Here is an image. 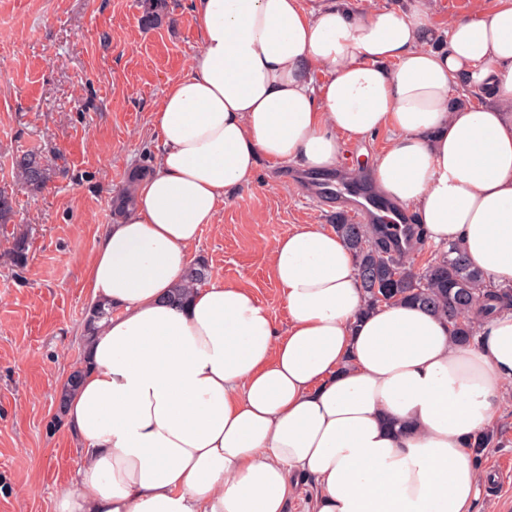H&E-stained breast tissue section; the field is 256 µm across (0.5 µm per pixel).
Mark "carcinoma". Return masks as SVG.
I'll return each instance as SVG.
<instances>
[{
  "label": "carcinoma",
  "mask_w": 512,
  "mask_h": 512,
  "mask_svg": "<svg viewBox=\"0 0 512 512\" xmlns=\"http://www.w3.org/2000/svg\"><path fill=\"white\" fill-rule=\"evenodd\" d=\"M144 2L142 24L148 28L161 25L168 15L167 0ZM14 175L18 183L31 190L41 188L48 179L47 168L34 152L16 158ZM334 228L355 257L367 313L394 302L417 303L448 321L455 343L466 346L474 341L476 330L475 321L468 315L469 310L476 308L480 315L488 316L512 306V286L491 285L481 271L471 267L456 243L450 242L442 247L421 271L414 272L409 263L425 245L418 224L410 228L404 245L400 244L398 234L389 226L361 224L343 210L336 212ZM9 255L14 267L22 269L26 266V235L14 237ZM209 276L210 270L205 262L192 263L175 290V299L180 302L186 300ZM80 377L81 372L75 369L66 379L58 396L53 423L61 420L67 397ZM495 445L494 436L481 433L470 441L469 448L478 457L484 449Z\"/></svg>",
  "instance_id": "carcinoma-1"
}]
</instances>
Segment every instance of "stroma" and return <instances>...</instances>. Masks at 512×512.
I'll use <instances>...</instances> for the list:
<instances>
[{
	"label": "stroma",
	"instance_id": "1",
	"mask_svg": "<svg viewBox=\"0 0 512 512\" xmlns=\"http://www.w3.org/2000/svg\"><path fill=\"white\" fill-rule=\"evenodd\" d=\"M168 11L147 29L143 0H0V190L14 200L0 224V512H55L75 488L81 452L52 421L84 351L83 267L132 172L156 166L153 114L200 49L193 0H168ZM31 151L49 173L36 191L20 188L13 170ZM296 171L261 161L192 249L224 283L251 288L280 328L288 314L271 272L275 240L336 222L335 207L292 181ZM22 233L19 269L8 251ZM492 426L501 442L479 463L506 479L485 485L476 509L512 512V385Z\"/></svg>",
	"mask_w": 512,
	"mask_h": 512
}]
</instances>
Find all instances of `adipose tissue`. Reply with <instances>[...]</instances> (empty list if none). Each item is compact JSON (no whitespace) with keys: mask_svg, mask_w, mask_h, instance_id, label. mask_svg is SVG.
I'll return each instance as SVG.
<instances>
[{"mask_svg":"<svg viewBox=\"0 0 512 512\" xmlns=\"http://www.w3.org/2000/svg\"><path fill=\"white\" fill-rule=\"evenodd\" d=\"M430 3L195 0L201 48L153 115L157 166L84 269L112 314L67 398L83 462L58 512H287L300 477L311 512H474L491 477L463 441L512 383V309L467 347L413 304L363 314L352 252L317 224L272 247L285 329L218 278L173 297L259 159L331 174L381 132L373 190L512 285V0H475L444 34ZM459 82L486 103L451 104Z\"/></svg>","mask_w":512,"mask_h":512,"instance_id":"ef3b65f1","label":"adipose tissue"}]
</instances>
